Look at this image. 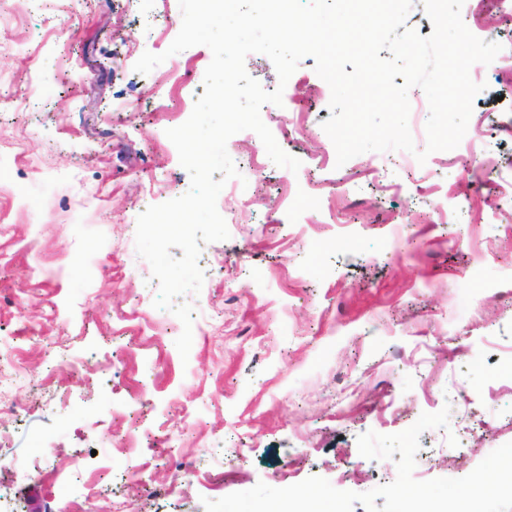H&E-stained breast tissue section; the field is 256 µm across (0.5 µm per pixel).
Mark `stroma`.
Instances as JSON below:
<instances>
[{"label":"stroma","mask_w":512,"mask_h":512,"mask_svg":"<svg viewBox=\"0 0 512 512\" xmlns=\"http://www.w3.org/2000/svg\"><path fill=\"white\" fill-rule=\"evenodd\" d=\"M473 8L461 10L469 31L482 39L496 24L512 56L493 0ZM181 25L179 0H0V224L14 227L0 238V348L17 347L58 392L47 408L42 388L19 383L26 408L0 424L12 464L0 498L67 512L36 470L45 457L74 493L97 477L85 512L118 499L127 512H204L203 499L311 476L367 492L393 482L396 464L361 456L358 436L445 407L448 427L422 433L413 476L468 475L512 442V79L472 66L483 89L456 148L410 166L398 150L340 166L322 128L330 100L311 93L321 79L303 58L263 118L299 170L276 166L252 131L227 143L240 172L217 198L230 236L202 245V288L181 297L194 309L184 359L182 323L154 308L135 247L138 216L190 187L166 131L190 117L212 52L168 55ZM147 51L166 59L142 75ZM476 155L496 162L490 182L469 168ZM139 302L149 347L112 324ZM64 355L101 370L63 376ZM466 425L483 439L450 446ZM163 436L194 475L158 458ZM235 447L247 455L233 464Z\"/></svg>","instance_id":"1"}]
</instances>
